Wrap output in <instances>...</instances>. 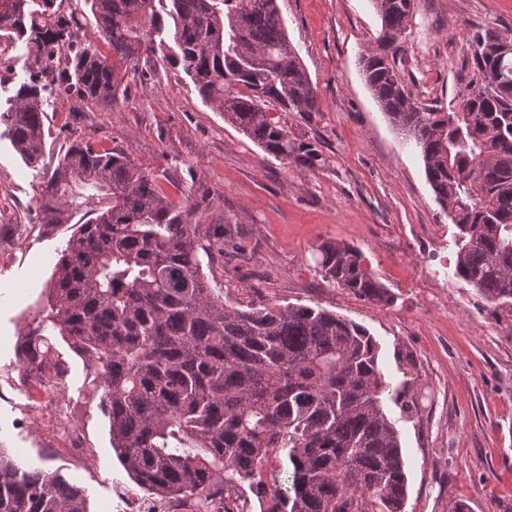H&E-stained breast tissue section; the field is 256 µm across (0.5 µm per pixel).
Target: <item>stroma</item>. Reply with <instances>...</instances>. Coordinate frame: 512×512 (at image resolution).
Masks as SVG:
<instances>
[{"label":"stroma","mask_w":512,"mask_h":512,"mask_svg":"<svg viewBox=\"0 0 512 512\" xmlns=\"http://www.w3.org/2000/svg\"><path fill=\"white\" fill-rule=\"evenodd\" d=\"M288 39L317 88L312 119L286 113L289 131L314 139L325 159L309 170L274 158L206 103L182 67L158 68L151 86L127 75V96L73 113L55 94L47 106L45 166L72 141L117 148L157 175L176 203L197 181L214 200L203 221L244 225L254 253L235 271L215 269L226 305H319L365 326L384 372L412 412L389 403L402 437L404 512H512V337L494 309L454 275L456 229L436 202L419 149L393 126L365 83L362 59L381 19L372 0H278ZM484 27L512 34V0H417L399 42L398 67L419 105L456 103L473 72L469 37ZM41 182L0 137V237L24 248L0 260V374L19 365L20 332L47 314L49 280L74 228L37 219ZM331 240L361 250L391 292L382 307L331 286L312 249ZM70 410L86 428V460L52 454L19 425L15 389L0 401V448L31 468L85 487L90 512H127L134 484L112 448L100 392L83 383L84 361L63 340Z\"/></svg>","instance_id":"obj_1"}]
</instances>
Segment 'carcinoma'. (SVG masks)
Here are the masks:
<instances>
[{"label":"carcinoma","mask_w":512,"mask_h":512,"mask_svg":"<svg viewBox=\"0 0 512 512\" xmlns=\"http://www.w3.org/2000/svg\"><path fill=\"white\" fill-rule=\"evenodd\" d=\"M95 20L80 40V3ZM415 0H374L380 51L364 58L365 82L391 122L420 148L436 200L458 229L454 273L496 308L512 307V53L503 34L472 37L475 79L453 114L419 106L405 89L392 44ZM173 22L166 29V19ZM177 61L203 100L277 159L325 164L283 114L311 118L317 90L291 55L276 0H0V46L27 48L28 79L14 91L0 70V126L22 160L46 151L45 93L110 103L120 74L142 80ZM454 120H448V115ZM207 195L185 208L117 149L73 142L45 172L42 224L85 221L52 274L45 323L18 354L55 353L60 336L102 391L112 448L137 487L196 512H244L243 483L265 488L270 460L288 467L264 512H402L407 474L395 398L379 347L359 323L308 305L229 307L208 275L251 258L241 224H203ZM324 280L387 307L388 289L352 246L313 249ZM0 512H89L85 489L43 469L19 467L0 448Z\"/></svg>","instance_id":"carcinoma-1"}]
</instances>
